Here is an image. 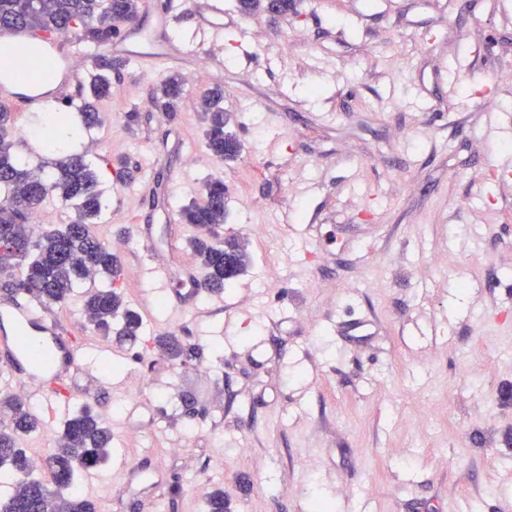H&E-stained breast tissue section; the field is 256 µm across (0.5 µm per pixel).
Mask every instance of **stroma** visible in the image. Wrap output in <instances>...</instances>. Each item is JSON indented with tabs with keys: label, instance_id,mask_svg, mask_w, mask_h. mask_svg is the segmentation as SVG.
Returning <instances> with one entry per match:
<instances>
[{
	"label": "stroma",
	"instance_id": "1",
	"mask_svg": "<svg viewBox=\"0 0 512 512\" xmlns=\"http://www.w3.org/2000/svg\"><path fill=\"white\" fill-rule=\"evenodd\" d=\"M121 34L102 121L69 149L97 168L94 232L142 334L102 336L78 294L46 305L78 367L64 395H23L27 453L84 401L112 432L79 477L95 512H206L218 488L226 512H512V0H297L276 19L224 0L204 48L179 0H141ZM173 74L185 97L163 112ZM216 85L233 161L205 144ZM49 111L11 115L34 163ZM214 178L218 234L251 256L219 296L197 229L167 220ZM167 333L199 356L160 357ZM155 97V105L165 112H176L183 97V81L171 76L160 87Z\"/></svg>",
	"mask_w": 512,
	"mask_h": 512
}]
</instances>
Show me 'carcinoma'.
I'll list each match as a JSON object with an SVG mask.
<instances>
[{"mask_svg": "<svg viewBox=\"0 0 512 512\" xmlns=\"http://www.w3.org/2000/svg\"><path fill=\"white\" fill-rule=\"evenodd\" d=\"M140 0H0V25L20 22L31 32H69L80 44H108L118 35L117 24L132 21ZM239 12L250 15L265 11L285 16L293 0H237ZM126 62L98 55L88 74L90 98L79 108L80 125L71 123L66 112L58 122L74 131L90 130L101 123L97 103L112 93V71ZM28 72L13 70L9 60L0 61V75L27 89L45 86L48 70ZM183 97V81L169 77L155 97V105L165 112H175ZM218 87L201 97L207 128V148L220 160H233L240 153L237 138L226 130L227 115ZM11 115L0 107V237H10L20 244L12 254L0 256V273L8 276L9 286L18 296L40 303H62L87 280L101 279L102 285L89 292L83 301V313L104 336L115 334L134 343L141 333L139 315L126 305L117 283L121 273L117 257L93 232L103 209L95 170L83 155H63L43 164L32 165L12 151ZM203 202H191L179 211L181 222L191 224L203 235L192 242L195 255L204 269L201 287L220 293L245 272L250 258L244 244L235 235L222 241L213 240L214 229L224 224L226 210L215 205L224 197L220 179L205 185ZM53 196L73 211L64 224H45L34 231L27 217L44 208ZM234 261L232 275H224L228 261ZM161 354L170 360L186 363L198 354V348L177 336L158 340ZM0 409L11 417V426L0 430V469L21 478L7 497H0V512H94L91 503L75 490L76 475L103 463L112 440L111 431L87 405L72 411L63 423L59 445L46 460L50 479L30 473L26 450L18 438L33 432L38 420L17 397L0 399Z\"/></svg>", "mask_w": 512, "mask_h": 512, "instance_id": "carcinoma-1", "label": "carcinoma"}]
</instances>
